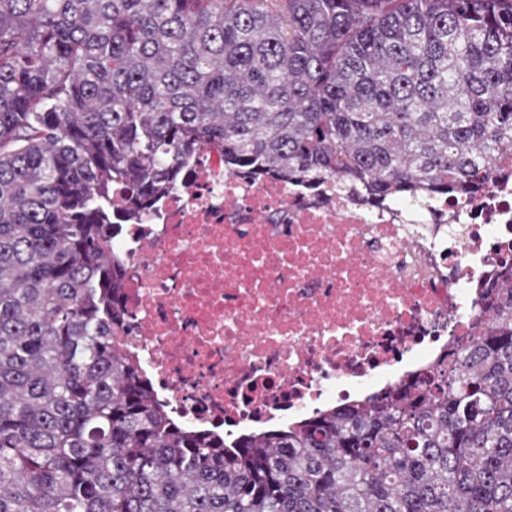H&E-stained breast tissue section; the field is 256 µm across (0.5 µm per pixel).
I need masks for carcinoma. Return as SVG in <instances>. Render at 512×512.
Segmentation results:
<instances>
[{
    "mask_svg": "<svg viewBox=\"0 0 512 512\" xmlns=\"http://www.w3.org/2000/svg\"><path fill=\"white\" fill-rule=\"evenodd\" d=\"M205 147L474 194L512 160V0H0V512H512V268L363 403L229 443L169 419L106 248Z\"/></svg>",
    "mask_w": 512,
    "mask_h": 512,
    "instance_id": "obj_1",
    "label": "carcinoma"
}]
</instances>
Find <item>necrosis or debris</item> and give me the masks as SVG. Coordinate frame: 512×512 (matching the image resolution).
<instances>
[{"label":"necrosis or debris","mask_w":512,"mask_h":512,"mask_svg":"<svg viewBox=\"0 0 512 512\" xmlns=\"http://www.w3.org/2000/svg\"><path fill=\"white\" fill-rule=\"evenodd\" d=\"M112 250L130 360L173 420L236 436L394 385L470 335L512 264V176L377 203L228 175L207 148Z\"/></svg>","instance_id":"necrosis-or-debris-1"}]
</instances>
